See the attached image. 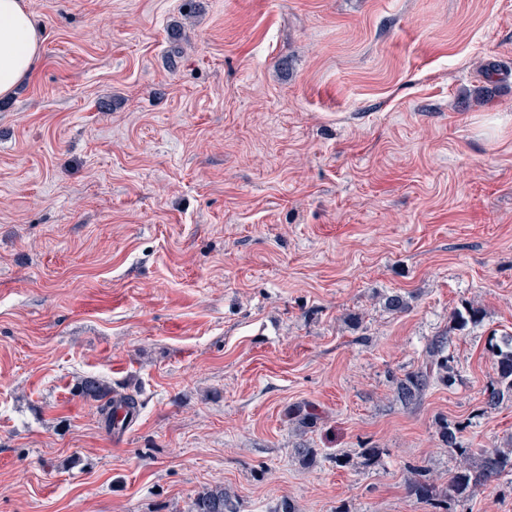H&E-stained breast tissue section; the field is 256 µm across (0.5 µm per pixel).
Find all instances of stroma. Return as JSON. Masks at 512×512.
<instances>
[{"label":"stroma","mask_w":512,"mask_h":512,"mask_svg":"<svg viewBox=\"0 0 512 512\" xmlns=\"http://www.w3.org/2000/svg\"><path fill=\"white\" fill-rule=\"evenodd\" d=\"M27 2L43 54L0 98V512H190L215 484L239 512H426L408 467L460 461L438 419L512 446V402L485 406L512 333V0ZM445 332L451 385L403 407L393 378ZM86 377L138 400L124 435ZM456 512H512V473Z\"/></svg>","instance_id":"35a3bbf8"}]
</instances>
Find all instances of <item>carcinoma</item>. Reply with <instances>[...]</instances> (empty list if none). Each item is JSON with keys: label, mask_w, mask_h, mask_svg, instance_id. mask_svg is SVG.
Masks as SVG:
<instances>
[{"label": "carcinoma", "mask_w": 512, "mask_h": 512, "mask_svg": "<svg viewBox=\"0 0 512 512\" xmlns=\"http://www.w3.org/2000/svg\"><path fill=\"white\" fill-rule=\"evenodd\" d=\"M479 306L468 303L456 312L454 329L462 331L470 324L482 319ZM451 336L443 333L435 337L427 347L426 360L415 371L394 379L397 400L406 408L420 404L429 387L435 382L444 384L454 376L453 358L448 353ZM489 352L495 358L498 380L489 391L485 405L496 408L512 400V336L489 343ZM82 396L101 402L99 412L104 423L117 430L122 428L117 411L112 409V389L94 377L81 381ZM458 428L443 419L438 423V435L442 442L459 452L460 465L448 477V482L439 483L420 466L411 470L408 489L415 498L428 507L429 512H450L452 504L477 492L488 489L502 473L512 471V448L508 450L465 448L457 441ZM191 512H237L234 498L222 485L206 487L193 500Z\"/></svg>", "instance_id": "carcinoma-1"}]
</instances>
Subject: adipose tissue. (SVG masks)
<instances>
[{
    "label": "adipose tissue",
    "instance_id": "ef3b65f1",
    "mask_svg": "<svg viewBox=\"0 0 512 512\" xmlns=\"http://www.w3.org/2000/svg\"><path fill=\"white\" fill-rule=\"evenodd\" d=\"M27 0H0V97H9L29 76L43 50Z\"/></svg>",
    "mask_w": 512,
    "mask_h": 512
}]
</instances>
